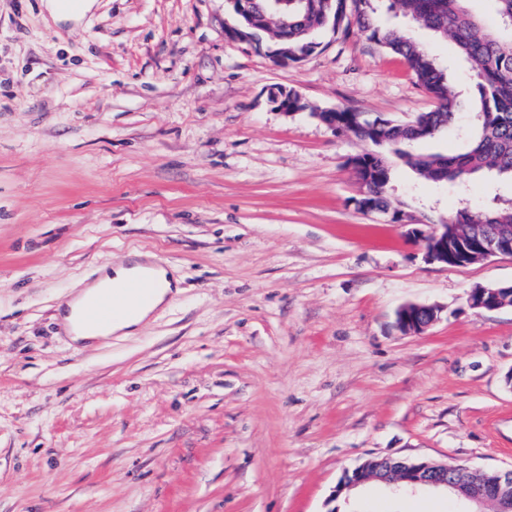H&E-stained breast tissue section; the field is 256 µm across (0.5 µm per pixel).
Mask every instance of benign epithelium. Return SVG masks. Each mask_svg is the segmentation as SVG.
<instances>
[{"label":"benign epithelium","mask_w":512,"mask_h":512,"mask_svg":"<svg viewBox=\"0 0 512 512\" xmlns=\"http://www.w3.org/2000/svg\"><path fill=\"white\" fill-rule=\"evenodd\" d=\"M349 165L364 187L358 209L367 213L376 211L373 193L368 189L375 170L364 166L357 157ZM411 235L423 242L429 261L447 266H464L493 256L512 257V238H487L481 234L463 238L459 236L457 224H435L428 230L414 228ZM468 304L476 311L512 307V284L477 286L469 293ZM439 312L440 307L436 305L406 304L396 313L395 327L405 335H421L438 319ZM372 479L386 484L402 483L413 490L444 489L474 507L475 512H481V507L488 503L494 506V512H512V470L487 476L467 467L398 458L368 461L346 472L332 497L348 493Z\"/></svg>","instance_id":"1"}]
</instances>
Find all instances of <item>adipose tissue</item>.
<instances>
[{
  "label": "adipose tissue",
  "instance_id": "obj_1",
  "mask_svg": "<svg viewBox=\"0 0 512 512\" xmlns=\"http://www.w3.org/2000/svg\"><path fill=\"white\" fill-rule=\"evenodd\" d=\"M149 274L156 284L148 304L142 307L136 315L116 319L111 327L106 329H85L76 321L75 312H67L64 322L74 339L81 341L99 340L116 332L129 334L145 324L160 308L166 307L173 294L176 279L172 271L164 267L154 266L149 262L148 256L139 251L129 252L128 255L111 268L102 270L100 276L90 284V291L101 288L119 287L132 277L140 274Z\"/></svg>",
  "mask_w": 512,
  "mask_h": 512
}]
</instances>
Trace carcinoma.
<instances>
[{
    "label": "carcinoma",
    "instance_id": "carcinoma-1",
    "mask_svg": "<svg viewBox=\"0 0 512 512\" xmlns=\"http://www.w3.org/2000/svg\"><path fill=\"white\" fill-rule=\"evenodd\" d=\"M469 0H390V7L428 29L434 36L451 40L455 58L474 76L473 123L465 135L467 145L450 154L404 155L405 163L426 180L460 187L475 176L512 184V0H494L495 26H487L468 7ZM247 35L269 39L275 49L288 36V61L297 62L319 47L314 33L324 27L348 33L351 24L371 40L403 57L422 88L436 101V108L407 123L380 117L368 118L345 108L336 109V134L348 135L375 146L418 142L436 137L455 120L459 91L450 82L449 65L405 33L384 24L374 0H296L281 9L259 2L251 12L234 7ZM392 167L379 173L373 186L377 207H389L384 187ZM448 223L468 228L512 234V200L495 198L483 212L466 207L448 217Z\"/></svg>",
    "mask_w": 512,
    "mask_h": 512
}]
</instances>
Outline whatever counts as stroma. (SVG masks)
<instances>
[{
	"instance_id": "obj_1",
	"label": "stroma",
	"mask_w": 512,
	"mask_h": 512,
	"mask_svg": "<svg viewBox=\"0 0 512 512\" xmlns=\"http://www.w3.org/2000/svg\"><path fill=\"white\" fill-rule=\"evenodd\" d=\"M231 0H95L77 22L0 0V512H464L372 481L371 457L512 469V258L429 262L413 223L512 186L423 181L391 214L349 166L371 144L317 111L434 108L359 29L276 63L227 37ZM305 107L278 110L273 88ZM133 250L181 291L130 336L72 341L63 300ZM440 306L425 334L394 326ZM468 304L476 311L512 307V283L475 287L469 293ZM440 307L410 303L398 309L395 327L405 335L423 334L437 319Z\"/></svg>"
}]
</instances>
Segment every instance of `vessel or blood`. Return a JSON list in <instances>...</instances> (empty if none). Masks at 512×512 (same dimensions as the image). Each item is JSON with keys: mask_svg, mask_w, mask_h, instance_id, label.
Masks as SVG:
<instances>
[{"mask_svg": "<svg viewBox=\"0 0 512 512\" xmlns=\"http://www.w3.org/2000/svg\"><path fill=\"white\" fill-rule=\"evenodd\" d=\"M148 278L138 277L118 288H104L84 298L79 316L84 323L105 327L120 315H132L150 299Z\"/></svg>", "mask_w": 512, "mask_h": 512, "instance_id": "b4317fda", "label": "vessel or blood"}]
</instances>
